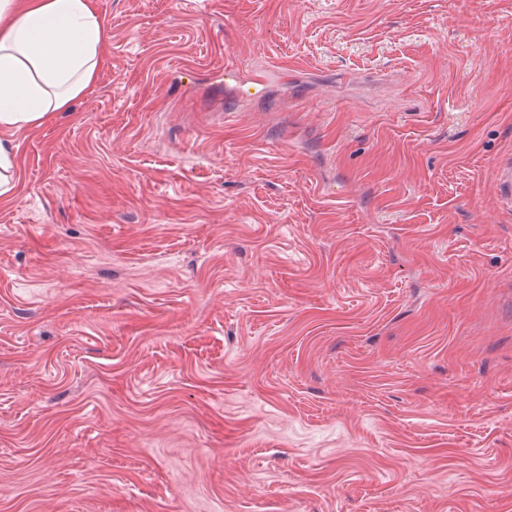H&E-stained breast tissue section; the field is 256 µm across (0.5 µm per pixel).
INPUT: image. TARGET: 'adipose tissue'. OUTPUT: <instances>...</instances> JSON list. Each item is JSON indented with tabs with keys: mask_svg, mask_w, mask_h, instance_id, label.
I'll return each mask as SVG.
<instances>
[{
	"mask_svg": "<svg viewBox=\"0 0 512 512\" xmlns=\"http://www.w3.org/2000/svg\"><path fill=\"white\" fill-rule=\"evenodd\" d=\"M104 45L96 0H0V130L39 125L90 93Z\"/></svg>",
	"mask_w": 512,
	"mask_h": 512,
	"instance_id": "ef3b65f1",
	"label": "adipose tissue"
}]
</instances>
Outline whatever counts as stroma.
I'll return each instance as SVG.
<instances>
[{"label":"stroma","mask_w":512,"mask_h":512,"mask_svg":"<svg viewBox=\"0 0 512 512\" xmlns=\"http://www.w3.org/2000/svg\"><path fill=\"white\" fill-rule=\"evenodd\" d=\"M96 2L9 134L0 512H512V0Z\"/></svg>","instance_id":"1"}]
</instances>
